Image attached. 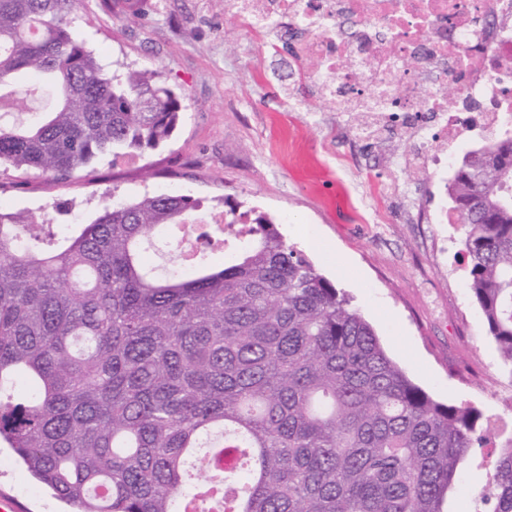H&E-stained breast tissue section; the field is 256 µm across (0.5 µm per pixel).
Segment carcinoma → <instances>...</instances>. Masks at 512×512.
Segmentation results:
<instances>
[{"label":"carcinoma","mask_w":512,"mask_h":512,"mask_svg":"<svg viewBox=\"0 0 512 512\" xmlns=\"http://www.w3.org/2000/svg\"><path fill=\"white\" fill-rule=\"evenodd\" d=\"M79 0H0V169L47 183L170 140L183 105L157 72L100 61ZM49 81L54 108L15 116ZM469 287L512 373V138L456 169ZM186 195L103 200L73 234L0 211V443L73 512H444L484 447L482 414L443 404L264 215L224 212L231 265L178 256ZM472 512H512V442Z\"/></svg>","instance_id":"cac0c4a2"}]
</instances>
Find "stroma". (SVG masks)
<instances>
[{"label": "stroma", "mask_w": 512, "mask_h": 512, "mask_svg": "<svg viewBox=\"0 0 512 512\" xmlns=\"http://www.w3.org/2000/svg\"><path fill=\"white\" fill-rule=\"evenodd\" d=\"M81 31L107 63L160 71L184 110L170 140L130 161L101 159L48 185L0 171V206L55 224H86L103 199L188 195L220 199L273 219L346 291L386 353L433 399L478 409L499 445L512 438V373L468 288L456 224L427 223L444 198L437 181L392 167L397 139L354 144L348 127L300 87L302 112L289 111L282 83L294 65L278 43L259 50L224 0H146L138 15L81 0ZM494 464L487 448L464 469L451 512H469ZM63 512L8 446L0 447V506Z\"/></svg>", "instance_id": "1"}]
</instances>
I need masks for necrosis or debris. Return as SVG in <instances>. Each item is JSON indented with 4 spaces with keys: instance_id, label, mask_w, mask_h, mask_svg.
Returning a JSON list of instances; mask_svg holds the SVG:
<instances>
[{
    "instance_id": "obj_1",
    "label": "necrosis or debris",
    "mask_w": 512,
    "mask_h": 512,
    "mask_svg": "<svg viewBox=\"0 0 512 512\" xmlns=\"http://www.w3.org/2000/svg\"><path fill=\"white\" fill-rule=\"evenodd\" d=\"M226 3L249 34H292L290 110L304 84L325 111L351 117L358 143L399 131L404 172L445 185L461 146L512 136V0Z\"/></svg>"
}]
</instances>
